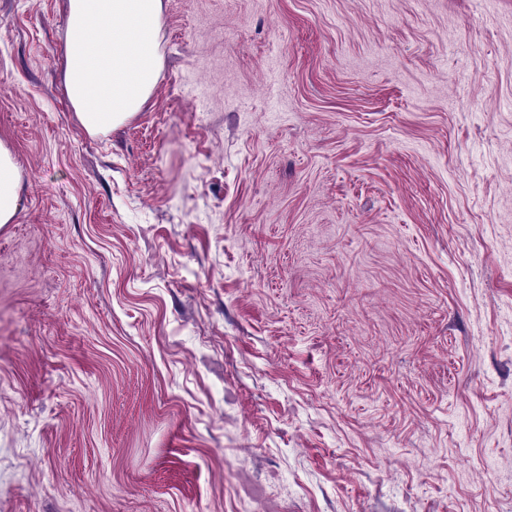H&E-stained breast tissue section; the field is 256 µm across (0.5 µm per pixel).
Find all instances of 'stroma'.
<instances>
[{"label": "stroma", "mask_w": 512, "mask_h": 512, "mask_svg": "<svg viewBox=\"0 0 512 512\" xmlns=\"http://www.w3.org/2000/svg\"><path fill=\"white\" fill-rule=\"evenodd\" d=\"M89 135L0 0V512H512V0H163ZM20 174L8 147L0 142V224L13 221L18 207Z\"/></svg>", "instance_id": "1"}]
</instances>
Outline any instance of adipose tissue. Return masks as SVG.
<instances>
[{
	"label": "adipose tissue",
	"instance_id": "ef3b65f1",
	"mask_svg": "<svg viewBox=\"0 0 512 512\" xmlns=\"http://www.w3.org/2000/svg\"><path fill=\"white\" fill-rule=\"evenodd\" d=\"M163 0H67L63 85L83 128L104 134L147 102L161 68ZM20 174L0 142V224L18 207Z\"/></svg>",
	"mask_w": 512,
	"mask_h": 512
}]
</instances>
